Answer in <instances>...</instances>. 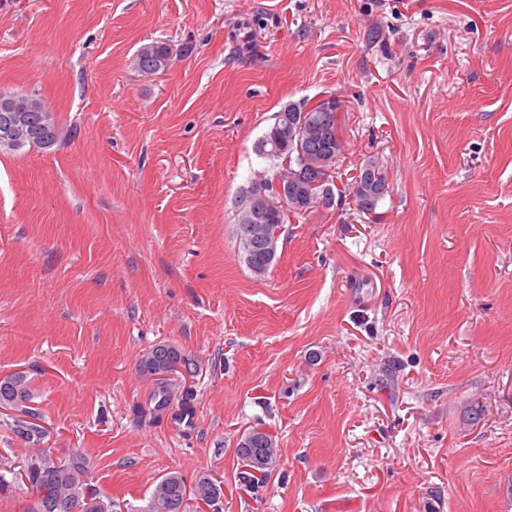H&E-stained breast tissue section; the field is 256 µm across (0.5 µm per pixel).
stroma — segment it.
<instances>
[{
	"mask_svg": "<svg viewBox=\"0 0 512 512\" xmlns=\"http://www.w3.org/2000/svg\"><path fill=\"white\" fill-rule=\"evenodd\" d=\"M0 92L61 132L0 154V376L118 512L173 470L220 481L202 512H512V0H0ZM328 98L336 204L255 277V146ZM371 157L390 191L364 212ZM160 341L197 364L185 432L138 371ZM254 428L280 448L255 491ZM138 51L135 58V65L145 74H153L169 65L170 48L164 43H155L154 47L146 53L138 54ZM360 172V182L355 179L348 189L361 211H373L389 192L388 177L383 165L375 158L368 159ZM238 197L239 195L236 197V200H235V236H236V239H237V242H238V248L241 252V257L244 261V263L246 264L247 268L254 274V276L256 277H263L265 276L270 267L272 266L271 265H268L267 264V250H266V246L263 245V244H258V245H254V246H250L248 244V242L243 238V236L241 235V232H240V228H239V216L236 212V207H237V204H238ZM246 245H249V250L251 252V262L250 264H248L245 260V257H244V254L245 252L247 251V249L245 248ZM235 451L244 468L240 477L249 486L263 482L280 457L275 436L266 430L255 428L241 436Z\"/></svg>",
	"mask_w": 512,
	"mask_h": 512,
	"instance_id": "obj_1",
	"label": "stroma"
}]
</instances>
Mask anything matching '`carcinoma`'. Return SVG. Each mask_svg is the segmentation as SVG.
<instances>
[{
	"instance_id": "obj_1",
	"label": "carcinoma",
	"mask_w": 512,
	"mask_h": 512,
	"mask_svg": "<svg viewBox=\"0 0 512 512\" xmlns=\"http://www.w3.org/2000/svg\"><path fill=\"white\" fill-rule=\"evenodd\" d=\"M170 62V48L157 42L150 51L136 55L135 65L145 74H153L166 68ZM309 101L287 103L272 116V122L256 144L257 156L280 161L283 169L291 168L300 174L299 182L309 195H324L325 185H334L331 174L318 168L303 165L293 145L288 142L287 115L293 112L308 111V119L325 126L330 133L338 131L337 110L339 104L326 101L319 107L307 110ZM331 147V141L312 138L305 141L304 153L309 156L323 154ZM361 180L352 182L349 191L360 210L373 211L389 192L386 171L376 159H369L360 169ZM288 219L275 215L264 217L268 225V245L248 246L240 228H235V236L240 252H251V262L247 268L256 277L265 276L270 265L267 264L266 247L278 245L274 231ZM180 364L191 372H196V364L180 347L159 342L143 354L138 363L139 374L153 385L152 399L155 410L168 408L175 399V388L168 379L160 374L170 365ZM34 398L30 380L26 373L18 372L0 378V402H13L25 418H12L5 425L30 448L38 449L33 457L25 459L26 469L23 475L35 493L34 500L26 512H114V501L104 500L94 492L90 484L87 462L83 455L75 454L65 460H55L52 454L43 448L48 430L38 423L40 416L30 402ZM236 456L243 467L241 478L245 484L253 486L266 479L278 462L280 449L275 436L262 429H252L244 433L238 441ZM221 488L206 474L200 475L192 486H187L183 475L178 471L166 473L156 484L148 504L143 512H179L182 500L203 502L208 505L220 497Z\"/></svg>"
}]
</instances>
